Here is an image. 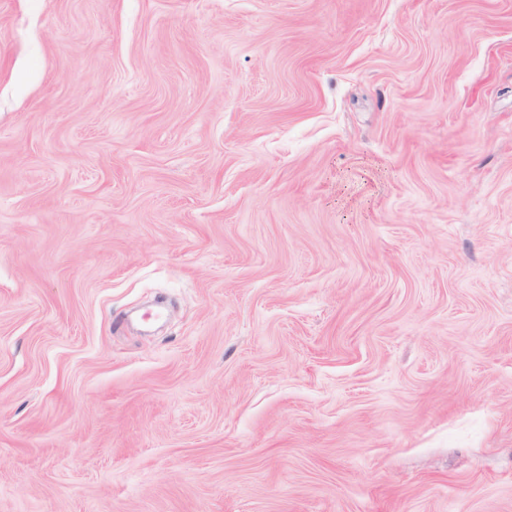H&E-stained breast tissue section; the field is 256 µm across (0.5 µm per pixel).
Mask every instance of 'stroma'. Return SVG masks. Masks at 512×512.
Here are the masks:
<instances>
[{"mask_svg":"<svg viewBox=\"0 0 512 512\" xmlns=\"http://www.w3.org/2000/svg\"><path fill=\"white\" fill-rule=\"evenodd\" d=\"M0 512H512V0H0Z\"/></svg>","mask_w":512,"mask_h":512,"instance_id":"stroma-1","label":"stroma"}]
</instances>
